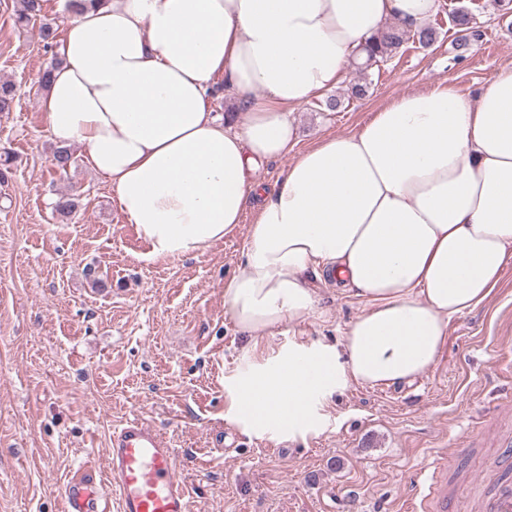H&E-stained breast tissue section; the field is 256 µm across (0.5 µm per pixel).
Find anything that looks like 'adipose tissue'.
<instances>
[{"mask_svg": "<svg viewBox=\"0 0 512 512\" xmlns=\"http://www.w3.org/2000/svg\"><path fill=\"white\" fill-rule=\"evenodd\" d=\"M441 0H101L70 21L43 101L61 147L80 144L155 258L204 253L259 206L224 307L248 333L299 322L318 283L366 307L339 346L295 345L234 384L255 432L294 434L314 399L428 370L448 323L485 302L512 261V66L476 100L454 84L407 92L354 132L300 152L271 191L253 180L287 154L291 110L337 88L388 23L415 29ZM247 114L210 109L215 77Z\"/></svg>", "mask_w": 512, "mask_h": 512, "instance_id": "adipose-tissue-1", "label": "adipose tissue"}]
</instances>
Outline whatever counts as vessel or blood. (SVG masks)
Here are the masks:
<instances>
[{
    "label": "vessel or blood",
    "instance_id": "1",
    "mask_svg": "<svg viewBox=\"0 0 512 512\" xmlns=\"http://www.w3.org/2000/svg\"><path fill=\"white\" fill-rule=\"evenodd\" d=\"M108 487L79 470L61 488L64 512H191L176 455L163 436L140 416L114 429L107 458ZM422 504L410 512H453L448 487L429 478ZM479 512H512V476L492 469Z\"/></svg>",
    "mask_w": 512,
    "mask_h": 512
}]
</instances>
